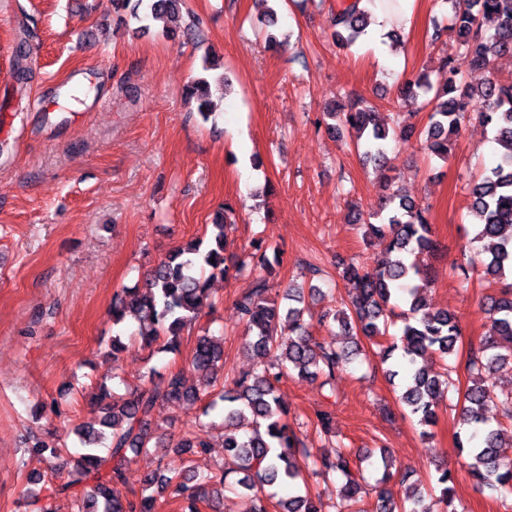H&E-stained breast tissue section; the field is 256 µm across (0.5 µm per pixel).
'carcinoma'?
<instances>
[{
	"label": "carcinoma",
	"mask_w": 512,
	"mask_h": 512,
	"mask_svg": "<svg viewBox=\"0 0 512 512\" xmlns=\"http://www.w3.org/2000/svg\"><path fill=\"white\" fill-rule=\"evenodd\" d=\"M362 0H341L332 14L334 40L340 49L351 48L366 35L369 13ZM452 4L451 31L472 67L490 70L496 57L512 54V0H445ZM182 0H148L143 12H133L139 22L179 10ZM447 68L444 81L434 85L425 73L412 74L403 82L404 96H425L433 104L426 130L412 127L390 130L372 107L363 108L348 101L327 113L334 123L328 132L344 128L355 131L354 146L363 159L377 167L385 164L390 144L415 135L425 137L428 150L446 161L462 126L476 120L492 127L494 141L501 147L491 167L471 188L475 240L484 242L481 257L466 258L456 265L459 283L468 287L470 274L481 269L488 282L500 285L498 294L487 297L490 328L479 348L466 360L471 385L460 400L457 447L467 451L468 472L479 484L498 495L512 509V448L502 444L500 422L486 416L492 401L483 382V372L512 364V83L493 77L478 86L465 83L458 70ZM209 84L204 79L188 87L190 96L200 100V113L206 114ZM428 208L414 199L393 192L383 198L380 223L358 217L369 242L382 247L386 259L368 269L354 260L340 259V279L347 297L341 308L322 313L317 322L340 325L353 337L346 348L323 345L309 333L313 315L309 299L318 292L314 286L288 287L278 300L268 277L256 279L253 288L236 301L247 327L245 346L254 360L252 370L232 381V386L214 395V386L224 372V347L221 338L203 331L197 336L189 369L199 374V384L189 388L184 370L169 373L161 383L148 380L149 386L124 395L101 389L98 396L102 416L98 426H78L73 433L79 448L71 454L66 480L57 493L73 492L75 512H158L168 491L182 503L181 512H200L201 506L218 508L224 486V473L199 474L186 466L181 471L157 469L147 475L140 496L126 497L121 486L132 455L160 443L164 434L152 425L158 405L172 401H206L203 416L210 415L217 402L224 403V452L238 463L235 484L250 499L249 512H365L358 508L364 493L363 474L354 470L350 452L338 447L333 455H318L301 446L297 431L288 420V407L278 394L282 378L295 371L301 377L322 379V385L335 392L336 373L360 353L358 337L372 341L376 355L390 364L389 376L402 377L399 401L417 425L426 428L437 423L438 410L453 383L450 373L428 368L427 358L443 360L454 355L461 341L455 315L429 311L421 299L430 278L417 257L438 248ZM210 245L193 240L175 249L157 264L141 286L123 288L112 298V321L118 325L127 314L139 321V336L148 348L175 354L181 335L194 325L206 306H213L204 273L230 277V271H243V261L228 262L224 241L232 229L228 221L214 225ZM399 318V335L389 334ZM207 440L188 432L175 444L179 455L208 452ZM345 478L339 501L327 504L312 493L307 477ZM454 476L439 471V494L423 485L405 493L395 502L389 492L380 491L376 512H458L454 503ZM288 488V495L278 489Z\"/></svg>",
	"instance_id": "obj_1"
}]
</instances>
